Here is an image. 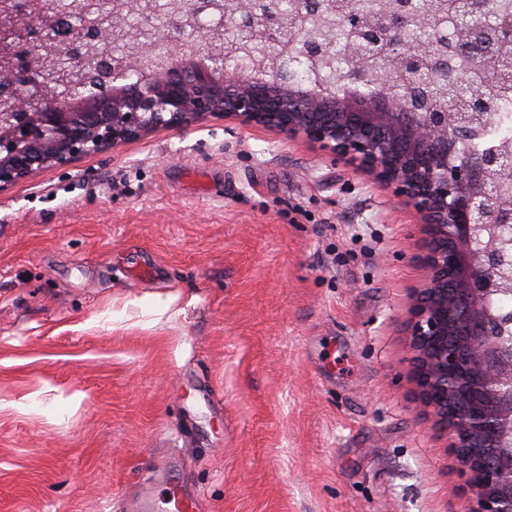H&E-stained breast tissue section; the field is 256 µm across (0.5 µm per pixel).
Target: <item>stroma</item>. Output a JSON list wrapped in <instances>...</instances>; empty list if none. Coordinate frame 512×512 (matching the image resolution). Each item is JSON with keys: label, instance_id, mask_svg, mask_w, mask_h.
Segmentation results:
<instances>
[{"label": "stroma", "instance_id": "35a3bbf8", "mask_svg": "<svg viewBox=\"0 0 512 512\" xmlns=\"http://www.w3.org/2000/svg\"><path fill=\"white\" fill-rule=\"evenodd\" d=\"M421 224L262 128L158 129L0 189V512H469L414 399ZM169 484L171 485L169 493L163 500L154 499L150 491L143 489L138 494L140 506L126 510L131 512H200L202 510V501L198 492L174 479L169 480Z\"/></svg>", "mask_w": 512, "mask_h": 512}]
</instances>
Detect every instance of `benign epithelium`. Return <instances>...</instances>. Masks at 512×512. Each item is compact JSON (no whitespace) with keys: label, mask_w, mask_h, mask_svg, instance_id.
Here are the masks:
<instances>
[{"label":"benign epithelium","mask_w":512,"mask_h":512,"mask_svg":"<svg viewBox=\"0 0 512 512\" xmlns=\"http://www.w3.org/2000/svg\"><path fill=\"white\" fill-rule=\"evenodd\" d=\"M0 0V78H16L17 49L29 41V20ZM243 5L237 30L253 34L256 3ZM461 51L473 56L489 42L512 48V27L468 26ZM166 55L140 66L130 87L126 71H112V100L88 95L76 104L48 101L31 113L35 96L21 86L13 112H0V188L33 170L104 152L158 129H181L221 116L259 126L300 142L366 176L419 217L425 231L418 260L425 270L409 298V336L414 393L423 412L447 436L470 496V512H512V315L494 314L497 294H512V201L504 202L487 181L504 170L500 156L452 157L473 122L450 125L427 99L397 98L378 74L367 81L352 69L337 94L296 92L288 59L275 58L270 78L257 80L230 65L236 44L224 37V54L200 43L186 49L168 28L153 31ZM55 38L30 55L64 54Z\"/></svg>","instance_id":"1"}]
</instances>
